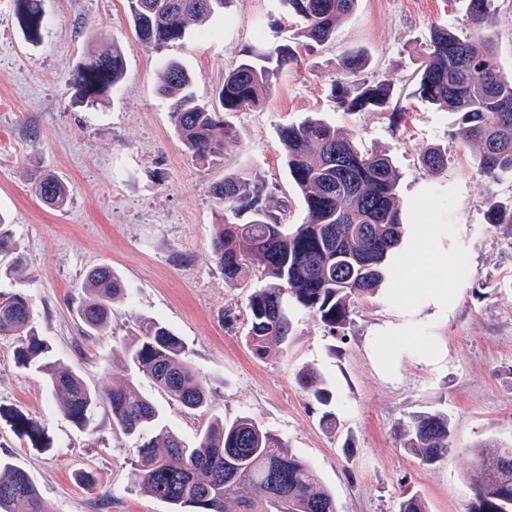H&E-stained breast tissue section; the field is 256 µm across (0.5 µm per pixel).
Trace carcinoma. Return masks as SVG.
<instances>
[{
	"instance_id": "obj_1",
	"label": "carcinoma",
	"mask_w": 512,
	"mask_h": 512,
	"mask_svg": "<svg viewBox=\"0 0 512 512\" xmlns=\"http://www.w3.org/2000/svg\"><path fill=\"white\" fill-rule=\"evenodd\" d=\"M302 24V36L327 43L338 21L358 0H285ZM494 0H468L472 27H492ZM227 0H127L128 14L140 43L161 50L183 41L188 28L224 11ZM14 14L27 37L37 39L45 26L42 0H13ZM480 45L456 29H434L413 73L415 94L453 115L451 135L461 149L478 148L476 172L486 178L512 177V78L481 35ZM298 61L288 47L269 49L259 61H243L224 75L217 100L199 98L193 77L176 60L159 72V91L170 102L174 131L193 161L210 167L236 143L223 113L257 106L271 94L281 72ZM364 51L349 50L336 61L331 95L346 112L389 106L391 83L369 81ZM125 76V58L117 45L88 54L71 74L77 102L95 107ZM288 177L306 212L303 223L285 229L264 191L236 173H226L210 187L222 223L212 253L225 283L249 289L245 341L258 357L285 348L292 336V312L307 311L334 334L345 328L353 305L376 295L390 273L389 260L404 237L399 173L384 153L362 152L354 136L335 124L308 117L279 130ZM429 171L448 163L438 149L424 152ZM41 201L61 208L70 201L67 184L45 175L36 187ZM487 223L512 224V201L485 203ZM245 211V224L230 220ZM77 314L87 334L107 336L112 303L125 295L122 281L109 266L90 270ZM33 301L22 289L0 290V336L16 337L15 361L40 376L60 402V411L78 429L91 428L104 411L113 429L136 441L130 462L131 482L167 503L169 512H338L336 498L315 469L298 457L277 433L243 415L227 422L214 416L190 445L168 425L141 390L149 379L184 410L208 406L206 382L186 355L183 341L164 323L134 318L127 326L132 340L112 348L105 370L119 364L125 382L110 391L87 385L75 371L54 359L40 336ZM299 381L320 407V422L336 429L328 410L331 393L317 373L306 369ZM18 425L31 441L44 431L37 420ZM404 447L421 463L432 465L448 454L451 420L443 412L422 411L404 430ZM468 474L472 492L468 512H512V445H481ZM251 487L252 499L240 495ZM0 512H52L33 477L0 457Z\"/></svg>"
}]
</instances>
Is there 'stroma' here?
I'll list each match as a JSON object with an SVG mask.
<instances>
[{"label":"stroma","instance_id":"stroma-1","mask_svg":"<svg viewBox=\"0 0 512 512\" xmlns=\"http://www.w3.org/2000/svg\"><path fill=\"white\" fill-rule=\"evenodd\" d=\"M44 9L47 26L32 41L12 0H0V228L18 245L11 260L20 269L7 274L8 262H0V288L31 295L34 321L56 359L88 385L110 389L126 373L105 371L102 360L124 340L128 322L161 321L185 342L209 405L183 410L149 379L140 384L186 442L211 415H247L316 468L339 512H398L413 494L429 512H468L475 447L512 444V224L485 216L486 201L512 200V179L480 177L473 152L448 134L451 116L414 95L412 80L433 29L471 33L467 0H358L323 45L301 36L300 20L281 0H231L223 13L191 26L183 42L158 51L136 38L126 0H45ZM114 44L125 57L122 84L98 107L76 105L73 69L90 49ZM284 44L300 66L277 81L265 105L225 113L238 140L223 164L193 162L159 92L163 62H181L197 95L209 97L241 59ZM352 48L365 50L368 79L390 81L399 123H391V111H343L331 97L336 58ZM313 112L352 132L362 150L392 158L405 238L391 279L355 304L343 332L330 334L298 310L287 349L260 358L244 340L248 291L226 284L213 257L218 219L210 186L225 171L239 173L283 204L282 224L302 223L278 131ZM431 147L448 154L438 174L420 161ZM43 174L68 184L64 208H48L36 195ZM427 258L448 292L445 307L409 274ZM99 265L126 288L112 306L113 333L103 337L84 335L76 315L84 277ZM388 324L437 344L444 360L431 365L411 350L385 375L369 338ZM15 346L0 337V456L33 476L53 512H169L129 479L134 440L116 434L102 412L93 432L79 431L40 378L16 365ZM305 368L336 395L335 431L322 427L298 382ZM429 409L447 412L453 429L447 457L425 465L404 448L403 432ZM21 414L39 422L48 447H33L19 433Z\"/></svg>","mask_w":512,"mask_h":512}]
</instances>
